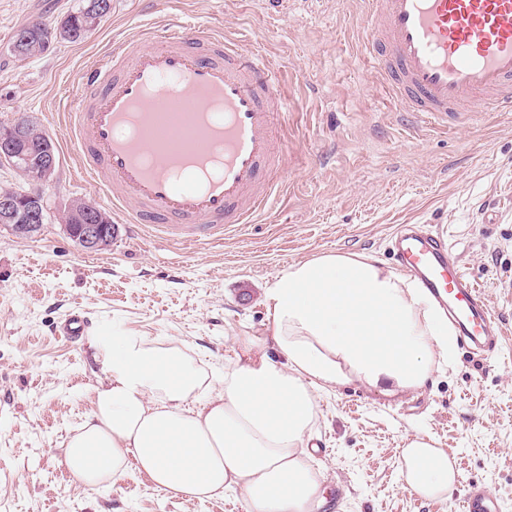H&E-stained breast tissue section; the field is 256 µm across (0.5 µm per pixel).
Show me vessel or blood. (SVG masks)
Masks as SVG:
<instances>
[{
  "instance_id": "b4317fda",
  "label": "vessel or blood",
  "mask_w": 512,
  "mask_h": 512,
  "mask_svg": "<svg viewBox=\"0 0 512 512\" xmlns=\"http://www.w3.org/2000/svg\"><path fill=\"white\" fill-rule=\"evenodd\" d=\"M366 4V52L403 111L442 129L485 106L512 112V0ZM281 89L265 54L180 17L115 42L80 72L67 143L91 194L133 234L174 243L220 238L255 223L281 191ZM391 250L461 342L495 348L496 313L442 234L402 224ZM459 509L498 512V504L471 486Z\"/></svg>"
}]
</instances>
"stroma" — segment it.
Listing matches in <instances>:
<instances>
[{
  "label": "stroma",
  "mask_w": 512,
  "mask_h": 512,
  "mask_svg": "<svg viewBox=\"0 0 512 512\" xmlns=\"http://www.w3.org/2000/svg\"><path fill=\"white\" fill-rule=\"evenodd\" d=\"M82 2L0 0V123L30 117L59 154L47 224L27 239L0 229V512H226V497H175L136 471L97 490L65 467V442L90 414L104 368L86 337L56 336L54 326L79 307L91 334L176 346L220 374L245 339L270 351L267 295L291 263L364 254L393 267L388 242L401 224L444 233L499 315L498 350L456 347L450 365L411 391H317V512H457L470 484L512 512V114L447 134L411 129L364 51V0H112L83 42L8 54L19 25L60 20ZM172 13L246 35L280 66L293 110L284 192L220 241L121 236L86 252L59 220L66 203L88 196L71 174L59 103L114 40ZM417 433L448 455L455 482L445 497L420 498L400 480Z\"/></svg>",
  "instance_id": "obj_1"
}]
</instances>
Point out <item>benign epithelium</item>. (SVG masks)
<instances>
[{
  "instance_id": "benign-epithelium-1",
  "label": "benign epithelium",
  "mask_w": 512,
  "mask_h": 512,
  "mask_svg": "<svg viewBox=\"0 0 512 512\" xmlns=\"http://www.w3.org/2000/svg\"><path fill=\"white\" fill-rule=\"evenodd\" d=\"M48 142L43 129L32 120L20 117L0 131V167L23 174L33 172L31 181L40 189H3L0 191V228L8 229L17 238H30L39 231L49 214L48 199L43 188L55 177L59 160L46 149L32 165L29 148L34 142ZM67 234L85 251H102L112 242V221L90 202L74 199L59 213Z\"/></svg>"
}]
</instances>
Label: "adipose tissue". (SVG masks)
<instances>
[{
    "label": "adipose tissue",
    "mask_w": 512,
    "mask_h": 512,
    "mask_svg": "<svg viewBox=\"0 0 512 512\" xmlns=\"http://www.w3.org/2000/svg\"><path fill=\"white\" fill-rule=\"evenodd\" d=\"M270 299L274 355L245 342L220 378L141 336L89 337L106 376L66 444L70 472L106 488L133 468L175 496L232 491L248 512H311L323 494L308 464L317 390H414L453 359L447 317L370 256L294 262ZM403 457L400 478L421 498L447 494L453 472L430 436L414 435Z\"/></svg>",
    "instance_id": "1"
}]
</instances>
